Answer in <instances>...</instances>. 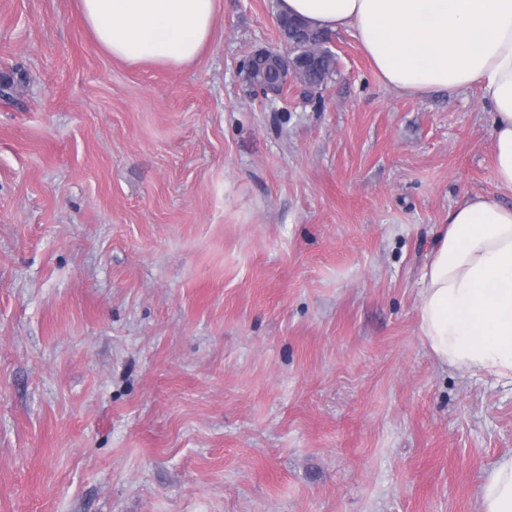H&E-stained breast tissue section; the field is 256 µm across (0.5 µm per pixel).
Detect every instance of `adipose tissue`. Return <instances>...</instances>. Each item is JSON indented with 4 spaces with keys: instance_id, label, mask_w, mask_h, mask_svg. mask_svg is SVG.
<instances>
[{
    "instance_id": "obj_1",
    "label": "adipose tissue",
    "mask_w": 512,
    "mask_h": 512,
    "mask_svg": "<svg viewBox=\"0 0 512 512\" xmlns=\"http://www.w3.org/2000/svg\"><path fill=\"white\" fill-rule=\"evenodd\" d=\"M113 58L190 66L212 37L216 0H80ZM327 33L354 31L384 82L404 93L479 86L492 119L494 178L512 191V0H278ZM419 326L444 366L512 385V208L465 197L419 281ZM479 512H512V455L479 494Z\"/></svg>"
}]
</instances>
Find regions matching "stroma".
I'll list each match as a JSON object with an SVG mask.
<instances>
[{
  "instance_id": "35a3bbf8",
  "label": "stroma",
  "mask_w": 512,
  "mask_h": 512,
  "mask_svg": "<svg viewBox=\"0 0 512 512\" xmlns=\"http://www.w3.org/2000/svg\"><path fill=\"white\" fill-rule=\"evenodd\" d=\"M276 6L170 68L0 0V512H476L512 454V387L419 328L449 209L512 206L480 88L403 94L343 30L266 99Z\"/></svg>"
}]
</instances>
